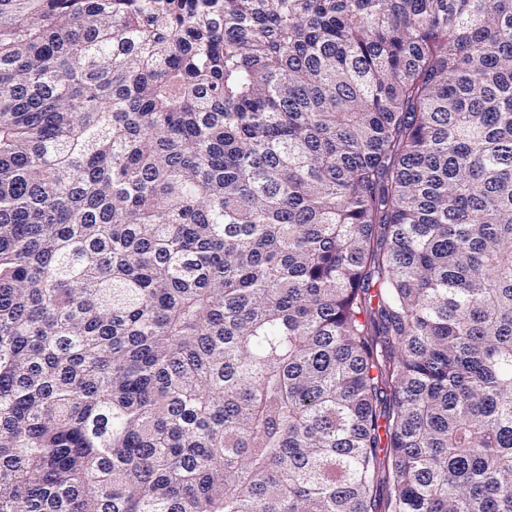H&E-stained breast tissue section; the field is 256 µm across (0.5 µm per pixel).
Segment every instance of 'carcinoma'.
<instances>
[{
	"label": "carcinoma",
	"mask_w": 512,
	"mask_h": 512,
	"mask_svg": "<svg viewBox=\"0 0 512 512\" xmlns=\"http://www.w3.org/2000/svg\"><path fill=\"white\" fill-rule=\"evenodd\" d=\"M0 512H512V0H0Z\"/></svg>",
	"instance_id": "obj_1"
}]
</instances>
